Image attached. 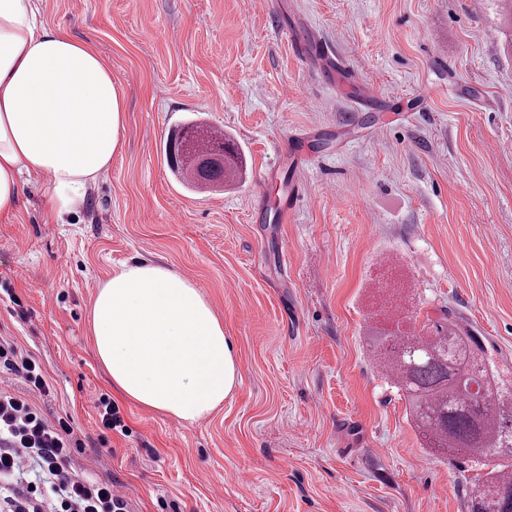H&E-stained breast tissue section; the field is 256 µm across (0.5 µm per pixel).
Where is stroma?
<instances>
[{
	"label": "stroma",
	"mask_w": 512,
	"mask_h": 512,
	"mask_svg": "<svg viewBox=\"0 0 512 512\" xmlns=\"http://www.w3.org/2000/svg\"><path fill=\"white\" fill-rule=\"evenodd\" d=\"M37 6L99 50L126 98L124 148L82 212L44 223L30 185L0 221V337L51 376L32 402L70 417L71 470L112 481L131 512H468L478 469L422 447L367 336L400 288L406 334L448 310L512 371V0ZM309 28L348 84L291 42ZM191 121L236 142L241 180L209 192L171 172L166 146ZM296 177L302 200L260 220ZM138 259L202 290L240 380L194 424L118 400L123 436L99 425L112 386L88 315Z\"/></svg>",
	"instance_id": "1"
}]
</instances>
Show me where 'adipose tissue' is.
Returning a JSON list of instances; mask_svg holds the SVG:
<instances>
[{
  "mask_svg": "<svg viewBox=\"0 0 512 512\" xmlns=\"http://www.w3.org/2000/svg\"><path fill=\"white\" fill-rule=\"evenodd\" d=\"M124 92L99 52L37 20L34 0H0V218L42 183L44 220L86 204L123 148ZM89 324L113 391L195 423L235 390L233 344L201 289L154 262L123 265L100 284Z\"/></svg>",
  "mask_w": 512,
  "mask_h": 512,
  "instance_id": "ef3b65f1",
  "label": "adipose tissue"
}]
</instances>
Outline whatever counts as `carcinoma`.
<instances>
[{"instance_id":"obj_1","label":"carcinoma","mask_w":512,"mask_h":512,"mask_svg":"<svg viewBox=\"0 0 512 512\" xmlns=\"http://www.w3.org/2000/svg\"><path fill=\"white\" fill-rule=\"evenodd\" d=\"M193 139L170 142L168 161L193 187H219L242 175L243 158L226 136L192 123ZM224 145V167L196 169L179 158L187 148ZM371 352L384 375L408 401L424 446L457 454L486 469L472 492L469 512H512V379L488 363L487 349L472 330L444 314L428 318L420 334L406 338L376 330Z\"/></svg>"}]
</instances>
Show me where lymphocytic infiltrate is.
<instances>
[{
	"instance_id": "f902f5d3",
	"label": "lymphocytic infiltrate",
	"mask_w": 512,
	"mask_h": 512,
	"mask_svg": "<svg viewBox=\"0 0 512 512\" xmlns=\"http://www.w3.org/2000/svg\"><path fill=\"white\" fill-rule=\"evenodd\" d=\"M0 372L19 376L25 386L17 393L0 390V478L27 484L0 500V512H128L125 494L112 483L68 470L78 446L70 420L49 423L30 401L50 391L43 365L0 342Z\"/></svg>"
}]
</instances>
